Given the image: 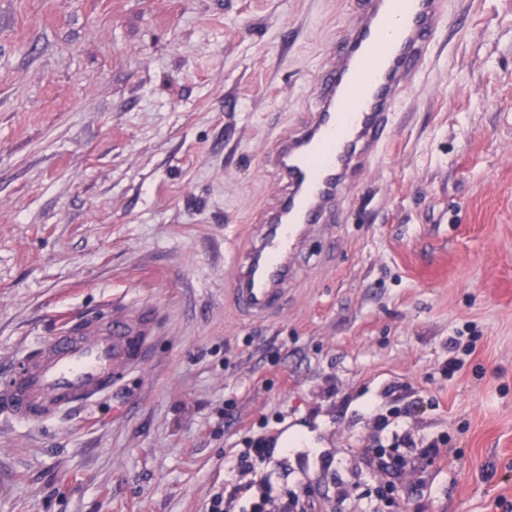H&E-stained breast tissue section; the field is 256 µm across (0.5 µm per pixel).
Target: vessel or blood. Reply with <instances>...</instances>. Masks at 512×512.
I'll return each mask as SVG.
<instances>
[{
  "mask_svg": "<svg viewBox=\"0 0 512 512\" xmlns=\"http://www.w3.org/2000/svg\"><path fill=\"white\" fill-rule=\"evenodd\" d=\"M357 21L316 80V112L280 137L265 164L285 184L267 224L239 262L231 299L247 321L278 310L297 258L315 228L331 231L353 176L391 138L399 107L423 74L445 28L444 0H353ZM157 314L119 298L68 320L56 336L18 359L0 383V410L35 424L89 407L152 355Z\"/></svg>",
  "mask_w": 512,
  "mask_h": 512,
  "instance_id": "1",
  "label": "vessel or blood"
}]
</instances>
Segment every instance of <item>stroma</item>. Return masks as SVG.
<instances>
[{"mask_svg": "<svg viewBox=\"0 0 512 512\" xmlns=\"http://www.w3.org/2000/svg\"><path fill=\"white\" fill-rule=\"evenodd\" d=\"M350 2L0 0V378L112 298L162 314L111 396L0 417V512H205L251 432L300 435L272 479L315 512H512V0H446L465 34L434 45L282 312L226 300ZM407 431L448 458L357 471Z\"/></svg>", "mask_w": 512, "mask_h": 512, "instance_id": "35a3bbf8", "label": "stroma"}]
</instances>
